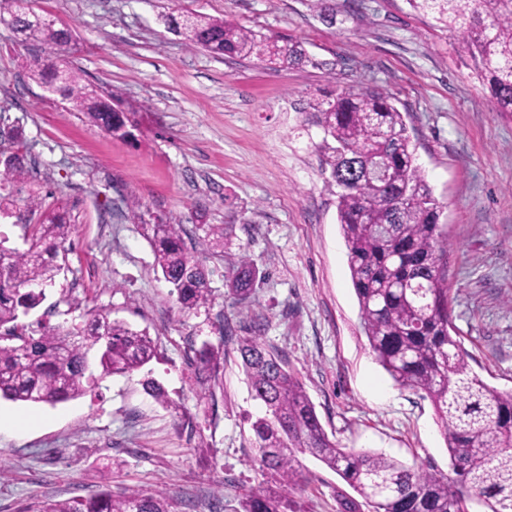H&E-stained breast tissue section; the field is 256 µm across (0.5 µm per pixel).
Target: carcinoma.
Instances as JSON below:
<instances>
[{"mask_svg":"<svg viewBox=\"0 0 512 512\" xmlns=\"http://www.w3.org/2000/svg\"><path fill=\"white\" fill-rule=\"evenodd\" d=\"M326 21L336 18L333 0H308ZM458 34L459 47L474 61L491 103L512 114V0H408ZM22 0H0V22L25 41L65 47L71 31L27 24ZM169 31L187 28L186 39L218 57L256 58L291 68L313 62L303 44L205 14H167ZM31 76L109 134L130 135L121 96L82 83L77 70L37 62ZM323 132L322 170L339 188L337 220L348 251L360 325L376 361L400 387L430 400L449 456V471L411 467L379 453L351 452L326 433L301 380L278 351L262 340L255 322L237 340L251 395L265 414L251 423L262 471L279 487L259 485L241 494V512H288V489L303 476L300 456L309 454L336 472L359 499L338 496L340 512H512V392H501L472 372L461 341L452 335L448 302L447 238L439 224L440 202L416 162L403 113L391 96L375 89H342L310 104ZM28 173L25 155L6 163L3 177L16 182ZM28 248L4 246L0 264V397L12 402L55 405L83 395L93 381L89 353L105 374H127L154 357L149 332L107 311L96 312L81 331L18 324L46 299L66 267L71 224L63 213H45L24 225ZM150 238L156 267L171 285L180 308L197 311L211 301L209 273L193 256L180 224H154ZM226 228L209 224L200 251L224 245ZM259 270L242 254L230 290L248 302ZM197 369L212 378L220 353L205 343ZM144 391L173 407L158 381ZM22 512H174L160 491L114 494L101 490L80 500H45Z\"/></svg>","mask_w":512,"mask_h":512,"instance_id":"1","label":"carcinoma"}]
</instances>
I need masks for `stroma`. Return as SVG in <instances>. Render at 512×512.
Here are the masks:
<instances>
[{"mask_svg":"<svg viewBox=\"0 0 512 512\" xmlns=\"http://www.w3.org/2000/svg\"><path fill=\"white\" fill-rule=\"evenodd\" d=\"M73 31L64 50L16 39L0 23V128L18 131L32 177L0 186L14 206L35 197L67 212L68 268L25 323L85 326L98 310L147 329L155 358L98 377L54 406L0 400V512L82 499L108 488L162 491L176 512H237L242 490L267 480L253 463L262 414L235 339L261 321L313 401L328 435L354 452L448 469L429 400L397 386L360 328L347 248L327 183L323 133L305 108L336 89L387 91L417 163L442 205L452 322L471 370L512 392V115L495 111L456 36L407 0H337L335 23L306 0H26ZM204 13L303 43L312 62L271 69L217 58L169 33L168 13ZM67 61L84 82L118 90L136 124L115 138L28 77L35 60ZM153 224L182 225L186 244L226 224L203 254L212 300L182 311L157 271ZM259 269L251 306L228 293L230 259ZM233 339H225V330ZM224 351L217 380L195 352ZM160 382L176 410L154 402ZM288 493L292 512H338L343 480L312 456Z\"/></svg>","mask_w":512,"mask_h":512,"instance_id":"obj_1","label":"stroma"}]
</instances>
